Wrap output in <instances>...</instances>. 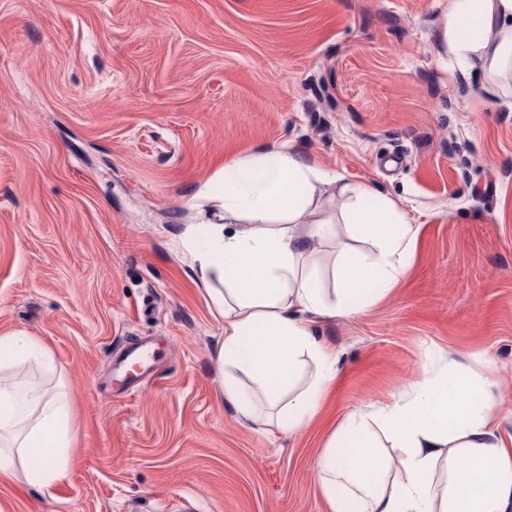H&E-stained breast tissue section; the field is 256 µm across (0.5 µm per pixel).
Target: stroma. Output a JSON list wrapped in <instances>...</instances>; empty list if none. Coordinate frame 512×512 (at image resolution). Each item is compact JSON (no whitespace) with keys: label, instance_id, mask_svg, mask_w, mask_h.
<instances>
[{"label":"stroma","instance_id":"35a3bbf8","mask_svg":"<svg viewBox=\"0 0 512 512\" xmlns=\"http://www.w3.org/2000/svg\"><path fill=\"white\" fill-rule=\"evenodd\" d=\"M436 0H0V337L72 398L68 476L0 477V512H331L313 461L350 410L422 364L496 382L512 437V78L446 74ZM288 145L378 188L419 228L397 284L319 318L337 353L316 422L244 420L224 321L178 246L190 197ZM153 377L108 396L127 339ZM8 352V364L11 367L21 366L29 361H35L43 365H49L51 356L49 352L35 341L31 336L23 333L14 334L6 338H0V348Z\"/></svg>","mask_w":512,"mask_h":512}]
</instances>
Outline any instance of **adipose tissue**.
Returning <instances> with one entry per match:
<instances>
[{
  "instance_id": "1",
  "label": "adipose tissue",
  "mask_w": 512,
  "mask_h": 512,
  "mask_svg": "<svg viewBox=\"0 0 512 512\" xmlns=\"http://www.w3.org/2000/svg\"><path fill=\"white\" fill-rule=\"evenodd\" d=\"M438 43L462 73H512V0H444ZM332 184L351 205L342 224L319 218V186ZM193 203L208 220L179 233L196 283L224 320L216 362L224 395L243 417L290 432L311 422L336 373L335 348L314 335V318H348L397 283L418 229L370 184L337 180L316 162L280 146L258 148L199 184ZM370 241L373 257L340 236ZM332 248L333 285L321 287L315 262ZM250 378L247 396L237 376ZM490 379L435 373L394 404L346 413L315 461L333 512H512V444L496 434ZM72 407L0 375V475L48 488L66 478ZM387 440L401 454L379 452Z\"/></svg>"
}]
</instances>
